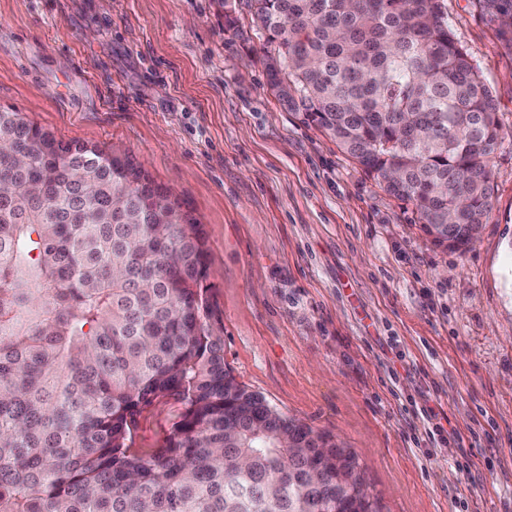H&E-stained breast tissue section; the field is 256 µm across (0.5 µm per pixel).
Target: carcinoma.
Returning a JSON list of instances; mask_svg holds the SVG:
<instances>
[{
  "label": "carcinoma",
  "mask_w": 512,
  "mask_h": 512,
  "mask_svg": "<svg viewBox=\"0 0 512 512\" xmlns=\"http://www.w3.org/2000/svg\"><path fill=\"white\" fill-rule=\"evenodd\" d=\"M443 0H252L270 87L439 246L491 213L503 139ZM512 35V0H478ZM0 512H381L354 453L236 382L202 226L132 159L0 106ZM448 224V231L438 225ZM184 405L158 448L142 412ZM318 471L315 483L306 479Z\"/></svg>",
  "instance_id": "1"
}]
</instances>
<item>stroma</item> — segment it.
Masks as SVG:
<instances>
[{
  "label": "stroma",
  "mask_w": 512,
  "mask_h": 512,
  "mask_svg": "<svg viewBox=\"0 0 512 512\" xmlns=\"http://www.w3.org/2000/svg\"><path fill=\"white\" fill-rule=\"evenodd\" d=\"M0 0V106L186 202L236 380L353 451L383 512H512V47L444 0L504 137L463 252L270 89L251 0ZM183 406L146 409L159 447Z\"/></svg>",
  "instance_id": "35a3bbf8"
}]
</instances>
